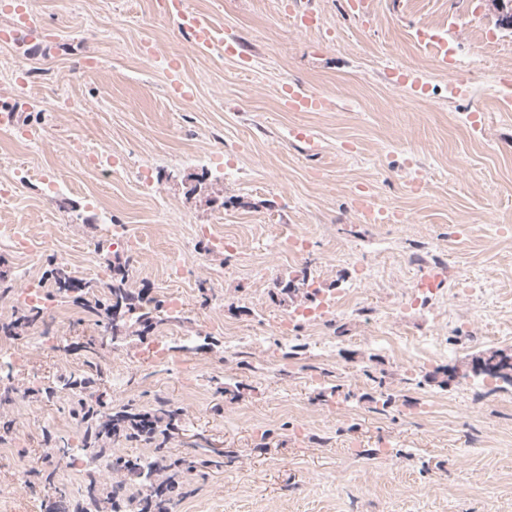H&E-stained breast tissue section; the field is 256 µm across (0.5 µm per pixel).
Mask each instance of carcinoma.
Masks as SVG:
<instances>
[{
  "instance_id": "obj_1",
  "label": "carcinoma",
  "mask_w": 512,
  "mask_h": 512,
  "mask_svg": "<svg viewBox=\"0 0 512 512\" xmlns=\"http://www.w3.org/2000/svg\"><path fill=\"white\" fill-rule=\"evenodd\" d=\"M55 293H76L74 301L81 303L92 314L107 319L106 327L112 336H143L155 326L170 319V310L159 301H152L142 292L127 288L125 278L114 279L107 291L97 294L92 283H80L70 277L64 267L50 272ZM292 278L277 282L285 302L299 298L310 300L308 288L292 287ZM130 312L127 319L114 323L113 311L118 307ZM45 311L38 305L16 304L10 321L0 330L14 335L26 327L44 321ZM69 415L83 431V441L75 447L65 438L46 436L43 450L51 451L55 461L61 462L79 452L92 461H104L107 470L116 479L110 481L100 473H91L84 480L79 496L72 495L68 485L61 481L58 469L43 467L30 472L31 488L41 486L52 492L45 512H177L191 481L202 468L220 469L224 466V452L204 448L192 455L175 457L168 448L173 430L181 420L179 409L160 402L145 410L130 402L114 406L102 397L86 398L80 394L69 402ZM144 441L151 445L147 455H116L112 444Z\"/></svg>"
}]
</instances>
